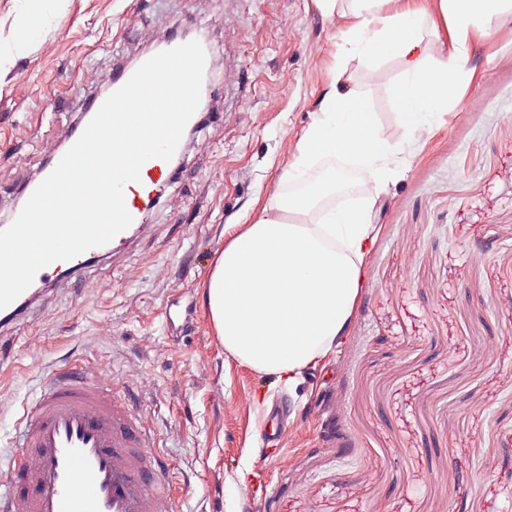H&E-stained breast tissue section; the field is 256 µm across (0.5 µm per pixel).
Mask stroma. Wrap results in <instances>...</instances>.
I'll return each mask as SVG.
<instances>
[{
    "mask_svg": "<svg viewBox=\"0 0 512 512\" xmlns=\"http://www.w3.org/2000/svg\"><path fill=\"white\" fill-rule=\"evenodd\" d=\"M315 0H62L0 71V220L115 63L155 34L208 31L219 123L82 292L41 293L0 357V451L57 366L122 384L158 435L177 512H512V14L470 44L469 80L410 136L400 63L338 59ZM406 142L342 341L294 388L229 355L203 301L228 227L288 198L286 172L334 76ZM280 414L279 451L260 429Z\"/></svg>",
    "mask_w": 512,
    "mask_h": 512,
    "instance_id": "stroma-1",
    "label": "stroma"
}]
</instances>
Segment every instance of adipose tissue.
Returning a JSON list of instances; mask_svg holds the SVG:
<instances>
[{
	"mask_svg": "<svg viewBox=\"0 0 512 512\" xmlns=\"http://www.w3.org/2000/svg\"><path fill=\"white\" fill-rule=\"evenodd\" d=\"M56 0H37L18 13L11 35L0 40V71L13 66L39 40ZM512 10V0H439L426 13L418 0H350L339 53L377 61L399 59L392 96L404 126L430 129L456 99L467 75L471 33L490 29ZM445 25L451 47L444 60L429 52L423 31ZM405 144L382 138L375 112L343 84H333L322 112L304 131L288 172L297 178L324 157L352 158L373 183L366 204L333 209L306 223L310 198L290 196L250 224L232 225L210 272L206 304L217 336L233 356L292 387L302 370L317 365L343 336L366 286V258L374 244L375 196L401 177Z\"/></svg>",
	"mask_w": 512,
	"mask_h": 512,
	"instance_id": "1",
	"label": "adipose tissue"
}]
</instances>
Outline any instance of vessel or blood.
Listing matches in <instances>:
<instances>
[{
	"label": "vessel or blood",
	"mask_w": 512,
	"mask_h": 512,
	"mask_svg": "<svg viewBox=\"0 0 512 512\" xmlns=\"http://www.w3.org/2000/svg\"><path fill=\"white\" fill-rule=\"evenodd\" d=\"M169 164L153 158L140 179L124 187L126 208L140 217ZM132 229L86 251L77 269L103 255L126 250ZM35 302L25 290L5 310L7 328ZM168 465L156 436L125 393L88 371L52 370L39 396L24 407L7 465H0V512H172Z\"/></svg>",
	"instance_id": "obj_1"
}]
</instances>
